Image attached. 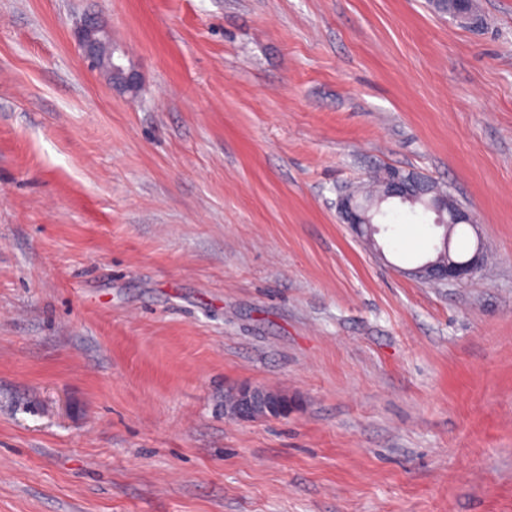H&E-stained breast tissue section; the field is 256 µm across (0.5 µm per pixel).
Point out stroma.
Instances as JSON below:
<instances>
[{
  "mask_svg": "<svg viewBox=\"0 0 512 512\" xmlns=\"http://www.w3.org/2000/svg\"><path fill=\"white\" fill-rule=\"evenodd\" d=\"M476 5L0 0V512H512V0ZM386 167L471 212L470 281L411 276L442 230L398 201L341 223ZM75 38L82 51V60L95 69H102L113 85L126 90H133L136 87V75L125 70V66L113 59L112 42L108 36L95 24H85L75 33ZM108 49L104 56H101V48ZM121 76L117 81V77ZM358 197L355 190H344L338 197L336 207L340 221L348 224L351 230L360 239L370 241L372 238V226L374 223L369 222L361 215L354 206V202ZM235 398L224 406V414L230 418L250 419L258 416L277 415L288 417V398L261 387L241 386L232 392ZM232 393L227 398L232 397Z\"/></svg>",
  "mask_w": 512,
  "mask_h": 512,
  "instance_id": "stroma-1",
  "label": "stroma"
}]
</instances>
